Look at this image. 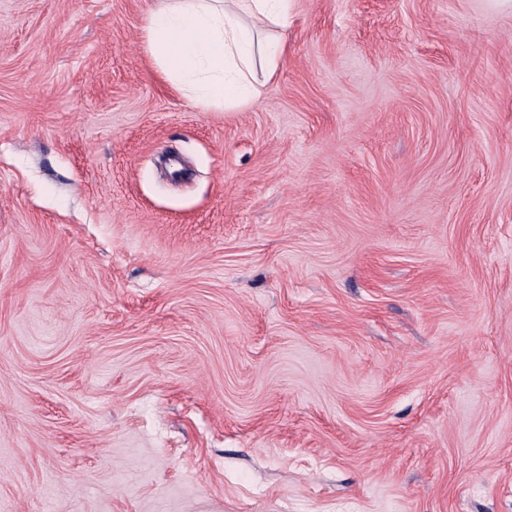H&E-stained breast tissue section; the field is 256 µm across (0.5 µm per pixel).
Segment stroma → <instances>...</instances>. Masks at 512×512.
<instances>
[{
    "label": "stroma",
    "instance_id": "obj_1",
    "mask_svg": "<svg viewBox=\"0 0 512 512\" xmlns=\"http://www.w3.org/2000/svg\"><path fill=\"white\" fill-rule=\"evenodd\" d=\"M151 0H0V512H512V0H293L191 102Z\"/></svg>",
    "mask_w": 512,
    "mask_h": 512
}]
</instances>
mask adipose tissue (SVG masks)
<instances>
[{
	"mask_svg": "<svg viewBox=\"0 0 512 512\" xmlns=\"http://www.w3.org/2000/svg\"><path fill=\"white\" fill-rule=\"evenodd\" d=\"M154 0L144 28L145 47L184 96L231 108L260 95L255 72L276 77L285 45L260 41L258 24L281 29L290 21L291 0Z\"/></svg>",
	"mask_w": 512,
	"mask_h": 512,
	"instance_id": "adipose-tissue-1",
	"label": "adipose tissue"
}]
</instances>
